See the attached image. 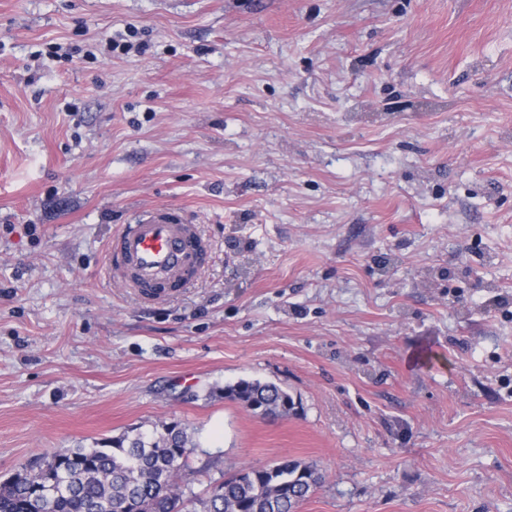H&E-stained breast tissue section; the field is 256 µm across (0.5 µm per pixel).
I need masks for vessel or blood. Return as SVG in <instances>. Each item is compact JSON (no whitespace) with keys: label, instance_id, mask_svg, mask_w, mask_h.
Wrapping results in <instances>:
<instances>
[{"label":"vessel or blood","instance_id":"obj_1","mask_svg":"<svg viewBox=\"0 0 512 512\" xmlns=\"http://www.w3.org/2000/svg\"><path fill=\"white\" fill-rule=\"evenodd\" d=\"M203 243L194 225L170 213H147L113 237L109 268L123 286L159 298L185 287L201 269Z\"/></svg>","mask_w":512,"mask_h":512}]
</instances>
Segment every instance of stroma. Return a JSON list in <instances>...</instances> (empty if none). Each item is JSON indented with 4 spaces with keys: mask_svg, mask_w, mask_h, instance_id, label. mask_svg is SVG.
Instances as JSON below:
<instances>
[{
    "mask_svg": "<svg viewBox=\"0 0 512 512\" xmlns=\"http://www.w3.org/2000/svg\"><path fill=\"white\" fill-rule=\"evenodd\" d=\"M154 207L211 244L161 301L107 268ZM170 423L197 493L512 512V0H0V480ZM224 397L235 401L260 417L296 414L294 398L281 387L259 380L241 379L224 387Z\"/></svg>",
    "mask_w": 512,
    "mask_h": 512,
    "instance_id": "1",
    "label": "stroma"
}]
</instances>
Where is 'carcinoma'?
I'll use <instances>...</instances> for the list:
<instances>
[{
	"instance_id": "obj_1",
	"label": "carcinoma",
	"mask_w": 512,
	"mask_h": 512,
	"mask_svg": "<svg viewBox=\"0 0 512 512\" xmlns=\"http://www.w3.org/2000/svg\"><path fill=\"white\" fill-rule=\"evenodd\" d=\"M224 398L260 417L297 412L281 387L240 379L224 386ZM196 444L177 423L146 434L132 429L110 448H67L24 466L0 481V512H38L46 490L55 494L43 512H110L126 503L130 512H174L184 502L194 512H296L318 484L313 467L284 459L240 467L210 485L204 496H186L188 460Z\"/></svg>"
}]
</instances>
